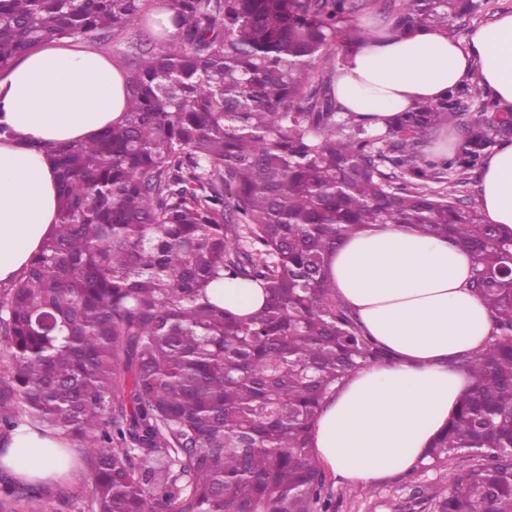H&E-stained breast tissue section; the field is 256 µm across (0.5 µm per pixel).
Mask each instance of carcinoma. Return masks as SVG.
<instances>
[{"label": "carcinoma", "mask_w": 512, "mask_h": 512, "mask_svg": "<svg viewBox=\"0 0 512 512\" xmlns=\"http://www.w3.org/2000/svg\"><path fill=\"white\" fill-rule=\"evenodd\" d=\"M373 7L394 34H452L479 0H0V76L46 42L125 33L122 118L45 145L60 222L0 289V457L21 424L76 438L90 512H326L311 448L334 385L383 364L327 278L370 224H409L471 252L494 336L458 362L471 385L428 448L473 464L432 512H512V233L454 199L512 112L460 85L374 131L336 99L326 52ZM164 15L174 27L160 23ZM468 105L470 113L461 112ZM459 132L450 158L423 143ZM258 284L240 317L208 289ZM71 502L0 477V512Z\"/></svg>", "instance_id": "1"}]
</instances>
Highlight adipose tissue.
<instances>
[{
  "mask_svg": "<svg viewBox=\"0 0 512 512\" xmlns=\"http://www.w3.org/2000/svg\"><path fill=\"white\" fill-rule=\"evenodd\" d=\"M477 79L512 110V12L457 42L422 27L355 40L336 78L346 111L374 129L397 113ZM124 79L111 58L49 42L0 77V285L26 271L59 222V183L45 144L89 140L118 121ZM480 207L487 223L512 230V145L488 155ZM474 260L455 242L404 224H372L332 254L328 277L387 363L349 375L314 425L316 459L352 484L408 471L456 414L470 380L458 359L483 349L493 325L468 281ZM64 439L20 427L0 462L27 477L63 476L50 451Z\"/></svg>",
  "mask_w": 512,
  "mask_h": 512,
  "instance_id": "obj_1",
  "label": "adipose tissue"
}]
</instances>
